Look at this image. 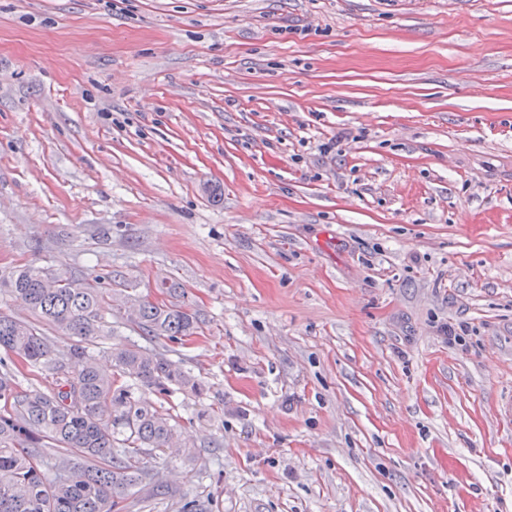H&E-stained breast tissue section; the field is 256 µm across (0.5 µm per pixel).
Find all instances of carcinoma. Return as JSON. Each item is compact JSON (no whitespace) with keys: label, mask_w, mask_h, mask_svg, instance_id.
Returning a JSON list of instances; mask_svg holds the SVG:
<instances>
[{"label":"carcinoma","mask_w":512,"mask_h":512,"mask_svg":"<svg viewBox=\"0 0 512 512\" xmlns=\"http://www.w3.org/2000/svg\"><path fill=\"white\" fill-rule=\"evenodd\" d=\"M162 288L178 301L139 300L128 322L144 337L178 342L197 334L204 320L180 300V284L164 281ZM10 293L76 343L59 356L34 325L0 313V351L46 372L71 373L57 391L16 395L14 375L0 372V512H116L132 488L152 479L141 454L170 448L176 436V417L131 400V387L166 396L173 385L196 388L199 382L135 343L108 348L112 371L98 366L90 348L111 340L115 330L99 316L112 290L97 276L28 266L12 278ZM117 431L125 434L120 450ZM49 444L59 450L52 480L42 473V449Z\"/></svg>","instance_id":"carcinoma-1"}]
</instances>
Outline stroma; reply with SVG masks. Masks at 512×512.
<instances>
[{"label": "stroma", "mask_w": 512, "mask_h": 512, "mask_svg": "<svg viewBox=\"0 0 512 512\" xmlns=\"http://www.w3.org/2000/svg\"><path fill=\"white\" fill-rule=\"evenodd\" d=\"M28 264L206 318L122 512H512V0H0Z\"/></svg>", "instance_id": "stroma-1"}]
</instances>
